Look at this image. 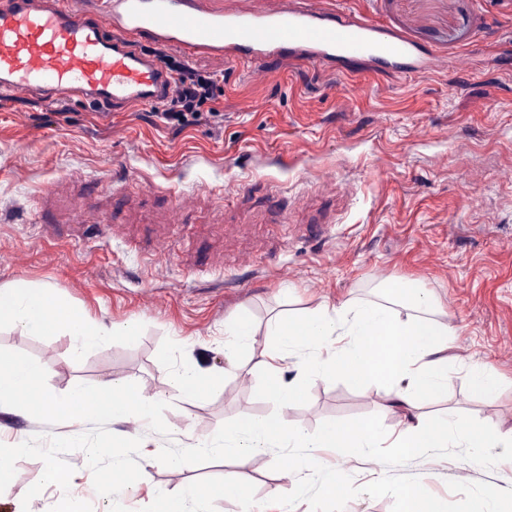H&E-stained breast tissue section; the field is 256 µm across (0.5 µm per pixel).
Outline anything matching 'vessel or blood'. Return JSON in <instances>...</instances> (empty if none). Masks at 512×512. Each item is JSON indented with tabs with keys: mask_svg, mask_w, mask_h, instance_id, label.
<instances>
[{
	"mask_svg": "<svg viewBox=\"0 0 512 512\" xmlns=\"http://www.w3.org/2000/svg\"><path fill=\"white\" fill-rule=\"evenodd\" d=\"M192 56L298 59L320 66L341 59L419 78L438 65L403 35L368 21L316 8L312 0H279L265 11H214L198 0H101L97 12L71 0H8L0 6V95L24 91L81 96L117 111L163 98L171 76L141 40Z\"/></svg>",
	"mask_w": 512,
	"mask_h": 512,
	"instance_id": "b4317fda",
	"label": "vessel or blood"
}]
</instances>
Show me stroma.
Listing matches in <instances>:
<instances>
[{"instance_id":"1","label":"stroma","mask_w":512,"mask_h":512,"mask_svg":"<svg viewBox=\"0 0 512 512\" xmlns=\"http://www.w3.org/2000/svg\"><path fill=\"white\" fill-rule=\"evenodd\" d=\"M320 2L437 50L444 66L414 78L197 55L188 66L222 78L220 114L178 133L146 104L106 119L79 97L19 92L0 101V288L50 289L63 312L95 326L137 324L135 335L90 347L76 362L64 331L32 336L0 323V348L32 356L61 395L79 382L120 381L165 402L168 434L144 422L109 426L147 450L189 447L228 420L272 413L255 368L270 318L378 302L413 282L453 331L448 388L424 397L419 413L512 429V0ZM238 325L254 336L231 374L224 339ZM483 364L498 378L491 394L470 381ZM185 365L224 373L205 405L173 387ZM384 404L379 384L345 373L314 380L308 403L282 413L307 433L377 414L399 434ZM88 429L0 413L7 445ZM311 454L359 486L389 472L329 448ZM274 458L258 450L241 469L255 503L295 487L272 470ZM64 459L74 469L68 490L46 486L36 504L54 506L67 493L109 512L85 453ZM233 467L156 463L150 482L127 487L120 502L159 512L163 496L222 482ZM43 470L20 459L0 512H20ZM400 471L447 501L451 480L512 485L501 464L423 458Z\"/></svg>"}]
</instances>
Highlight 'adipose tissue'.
Listing matches in <instances>:
<instances>
[{
  "label": "adipose tissue",
  "mask_w": 512,
  "mask_h": 512,
  "mask_svg": "<svg viewBox=\"0 0 512 512\" xmlns=\"http://www.w3.org/2000/svg\"><path fill=\"white\" fill-rule=\"evenodd\" d=\"M49 301L47 292L41 290L0 289V321H9L26 333L52 334L61 325L44 312L43 306ZM433 305V300L420 291L406 301L343 303L306 312L291 321L281 317L270 320V345L257 364L267 378L266 398L275 404L299 401L305 379L328 378L345 366L356 377L382 383L387 409L408 411L404 437L393 442L401 453L419 444L430 447L435 441L446 445L463 442L472 448L496 446L500 441L496 430L474 426L453 415L428 419L415 412L420 397L448 387L446 351L452 331L447 324L430 318ZM422 330L429 343L417 342ZM294 358L302 361V375L284 380V366ZM240 486L239 472H225L223 483L209 491L186 486L166 512H204V499L223 497L225 490Z\"/></svg>",
  "instance_id": "adipose-tissue-1"
}]
</instances>
